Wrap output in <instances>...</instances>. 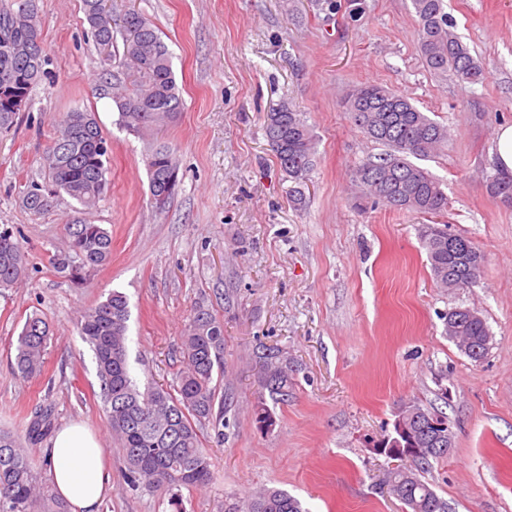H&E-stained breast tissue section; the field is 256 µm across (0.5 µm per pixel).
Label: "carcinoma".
<instances>
[{
  "label": "carcinoma",
  "mask_w": 512,
  "mask_h": 512,
  "mask_svg": "<svg viewBox=\"0 0 512 512\" xmlns=\"http://www.w3.org/2000/svg\"><path fill=\"white\" fill-rule=\"evenodd\" d=\"M415 13L418 49L426 66L437 74L450 71L462 83L486 78L480 61L457 35L445 11V0H411ZM85 19L91 27L96 52L112 61L116 34L122 35L123 57L133 73V86L117 87L108 79L99 84V95L112 101L118 124L127 132L145 135L181 111L172 55L150 20L129 10L112 22L104 0H83ZM36 0H10L0 7V132H9L19 112L29 104L30 92L47 74L41 31L35 22ZM350 121L368 138L387 147L353 169L352 182L359 189L360 208L383 204L396 211L439 215L448 210L442 182L410 161L428 157L448 143V128L432 119L408 97L381 85L364 83L344 99ZM57 134L43 156L50 186L30 184L22 203L39 213L62 191L85 210L93 208L108 185L109 149L96 114L74 110L56 120ZM264 132L280 170L295 184L290 197L302 203V185L309 179L315 155L313 129L301 113L286 103L266 114ZM152 201H170L180 182L174 153L167 147L153 149L145 158ZM490 194L512 204V174L499 173L487 180ZM70 249L50 257L54 272L73 281L87 269L104 265L112 255V236L101 224L74 218L63 225ZM419 238L427 250L436 283L450 291L467 288L480 277L485 257L470 239L448 232L446 224H423ZM28 258L13 230L0 227V288L26 278ZM128 300L114 290L82 309L76 326L95 358L108 425L116 436L125 464V479L133 486L170 490L204 487L211 480L209 454L200 428L210 425L215 438L224 440L227 399L218 398L214 376L224 372V323L208 309H193L182 336L183 368L177 394L159 387L140 389L127 361ZM49 323L38 315L26 318L17 336L14 378L29 382L43 375L50 335ZM446 334L462 353L472 344L487 352L492 336L485 320L467 307L446 315ZM259 392L255 423L263 432L276 425L267 405L288 401L293 378L288 355L277 347L259 345L254 352ZM413 402L402 409L405 434L392 432L381 441L406 446L415 443L420 454L388 471L385 485L404 505V512H450L448 502L421 479L432 461L448 455L439 449L438 430L420 414ZM52 410L34 411L26 433L20 437L0 430V512H65L63 505L45 491L29 446L47 435ZM224 512H303L298 499L287 491L265 488L243 500L224 503Z\"/></svg>",
  "instance_id": "carcinoma-1"
}]
</instances>
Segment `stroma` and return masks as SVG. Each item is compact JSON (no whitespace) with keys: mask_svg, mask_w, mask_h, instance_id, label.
Instances as JSON below:
<instances>
[{"mask_svg":"<svg viewBox=\"0 0 512 512\" xmlns=\"http://www.w3.org/2000/svg\"><path fill=\"white\" fill-rule=\"evenodd\" d=\"M159 28L184 108L143 139L121 130L95 87L103 74L128 81L122 56L101 63L82 0H37L49 74L16 126L0 133V226L17 229L30 260L20 286L0 291V428L24 433L36 405L54 426L76 420L98 432L112 469L101 512H177L166 489L135 488L107 423L101 382L75 327L79 311L124 292L128 366L139 387L174 389L181 336L195 303L224 323L228 391L223 440L204 434L212 479L179 492L178 512H224L225 502L263 487L286 490L305 512H402L382 490L394 462L375 450L407 403L445 410L454 433L447 457L426 473L452 512H512V205L486 190L495 174V133L512 124V0H446L456 31L481 61L483 82L437 74L417 47L411 0H364L358 16L324 0H109ZM404 94L450 130L439 156L418 159L443 183L438 218L354 207L350 171L380 153L343 107L355 85ZM316 136L305 202L289 200L264 134L281 102ZM95 112L112 148L107 194L81 211L67 195L30 213L20 193L44 184L42 155L53 119ZM168 146L181 185L165 209L150 199L145 156ZM84 215L112 235V256L70 282L48 257L68 247L62 226ZM472 239L485 256L472 286L437 288L418 230L430 221ZM454 307L475 309L493 340L476 363L445 333ZM54 328L45 373L11 374L27 316ZM288 353L295 385L275 409L276 426L254 422L258 345Z\"/></svg>","mask_w":512,"mask_h":512,"instance_id":"stroma-1","label":"stroma"}]
</instances>
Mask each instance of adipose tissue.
Returning <instances> with one entry per match:
<instances>
[{"label": "adipose tissue", "mask_w": 512, "mask_h": 512, "mask_svg": "<svg viewBox=\"0 0 512 512\" xmlns=\"http://www.w3.org/2000/svg\"><path fill=\"white\" fill-rule=\"evenodd\" d=\"M49 480L72 512H99L112 488L100 438L86 424L71 421L51 438Z\"/></svg>", "instance_id": "1"}]
</instances>
